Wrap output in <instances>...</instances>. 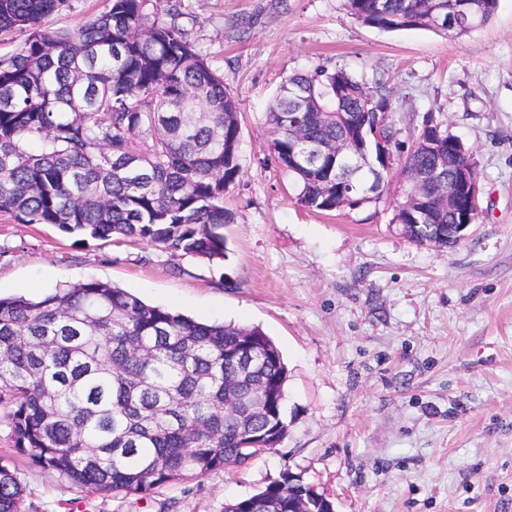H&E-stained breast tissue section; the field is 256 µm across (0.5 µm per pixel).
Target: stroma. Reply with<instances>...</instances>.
Masks as SVG:
<instances>
[{"instance_id":"stroma-1","label":"stroma","mask_w":512,"mask_h":512,"mask_svg":"<svg viewBox=\"0 0 512 512\" xmlns=\"http://www.w3.org/2000/svg\"><path fill=\"white\" fill-rule=\"evenodd\" d=\"M178 23L240 105L223 264L0 213V296L97 279L260 327L288 368V432L243 465L145 496L99 494L17 453L1 408L0 459L21 479L22 512H224L287 471L334 512H512V0L459 40L365 26L344 0H181ZM318 67L383 84L405 143L432 115L471 149L480 211L456 247L405 237L397 195L319 212L262 165L279 85Z\"/></svg>"}]
</instances>
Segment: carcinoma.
<instances>
[{
	"instance_id": "1",
	"label": "carcinoma",
	"mask_w": 512,
	"mask_h": 512,
	"mask_svg": "<svg viewBox=\"0 0 512 512\" xmlns=\"http://www.w3.org/2000/svg\"><path fill=\"white\" fill-rule=\"evenodd\" d=\"M68 0H0V33L24 40L0 56V213L99 240L146 241L173 256L219 264L224 194L242 173L239 103L224 78L178 25L181 0H109L76 29H53ZM497 0H470L486 24ZM362 24L386 32L433 30L434 0H345ZM389 91L345 68L285 79L266 113L268 159L291 174L299 202L316 211L364 206L376 181L345 170L336 155L297 162L301 141H338L358 152L357 134L377 112H393ZM429 117L409 150L393 128L394 176L431 195L474 167L452 134L438 139ZM348 180L346 200L336 181ZM403 234L429 244L457 212L433 207L421 221L402 210ZM265 349L259 380L273 393L271 417L251 431L273 441L288 431L287 368L261 329L210 324L88 280L39 296L0 298V406L16 452L91 492L148 495L187 475L202 477L258 452L224 419V393L238 388L241 337ZM24 488L0 464V512H21ZM288 502L280 482L246 498Z\"/></svg>"
}]
</instances>
